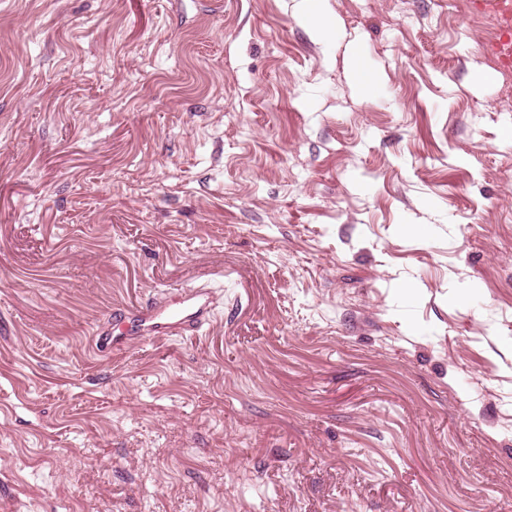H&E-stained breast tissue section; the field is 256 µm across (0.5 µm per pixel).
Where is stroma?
Returning a JSON list of instances; mask_svg holds the SVG:
<instances>
[{"instance_id": "1", "label": "stroma", "mask_w": 512, "mask_h": 512, "mask_svg": "<svg viewBox=\"0 0 512 512\" xmlns=\"http://www.w3.org/2000/svg\"><path fill=\"white\" fill-rule=\"evenodd\" d=\"M317 9L0 0V512H512L495 30ZM202 284V335L94 351Z\"/></svg>"}]
</instances>
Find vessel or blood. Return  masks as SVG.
Returning <instances> with one entry per match:
<instances>
[{"label": "vessel or blood", "instance_id": "vessel-or-blood-1", "mask_svg": "<svg viewBox=\"0 0 512 512\" xmlns=\"http://www.w3.org/2000/svg\"><path fill=\"white\" fill-rule=\"evenodd\" d=\"M476 10L492 15L497 23L488 53L501 64L512 66V0H473ZM214 293L207 286L182 291L165 304L155 303L127 310L114 321L102 324L95 333L98 353L125 350L131 343L170 336L198 334L211 321Z\"/></svg>", "mask_w": 512, "mask_h": 512}]
</instances>
